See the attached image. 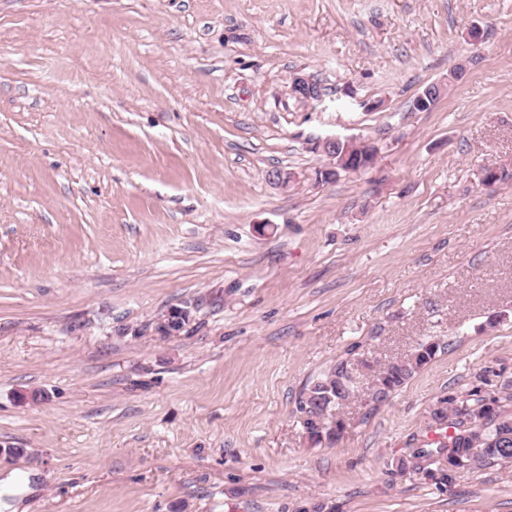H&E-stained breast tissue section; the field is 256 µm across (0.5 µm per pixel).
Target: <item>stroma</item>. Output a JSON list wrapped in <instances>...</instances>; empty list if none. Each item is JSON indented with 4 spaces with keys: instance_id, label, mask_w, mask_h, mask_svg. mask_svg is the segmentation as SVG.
I'll list each match as a JSON object with an SVG mask.
<instances>
[{
    "instance_id": "stroma-1",
    "label": "stroma",
    "mask_w": 512,
    "mask_h": 512,
    "mask_svg": "<svg viewBox=\"0 0 512 512\" xmlns=\"http://www.w3.org/2000/svg\"><path fill=\"white\" fill-rule=\"evenodd\" d=\"M335 137L373 166L325 178ZM492 167L512 0H0V512H512V464L447 491L392 466L439 399L512 384ZM428 336L452 345L305 436L324 371Z\"/></svg>"
}]
</instances>
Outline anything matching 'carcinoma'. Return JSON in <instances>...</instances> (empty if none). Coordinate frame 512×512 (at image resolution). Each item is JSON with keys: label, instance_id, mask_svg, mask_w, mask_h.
<instances>
[{"label": "carcinoma", "instance_id": "carcinoma-1", "mask_svg": "<svg viewBox=\"0 0 512 512\" xmlns=\"http://www.w3.org/2000/svg\"><path fill=\"white\" fill-rule=\"evenodd\" d=\"M449 342L429 336L406 357L374 371L372 401L382 404L403 387ZM363 374L340 361L305 389L296 412L303 431L316 442H333L346 428L340 409L361 388ZM512 393L487 397L479 386L465 395L439 400L429 412L432 447L407 449L395 461L401 475L417 476L439 490H448L465 469L486 463L512 461Z\"/></svg>", "mask_w": 512, "mask_h": 512}]
</instances>
